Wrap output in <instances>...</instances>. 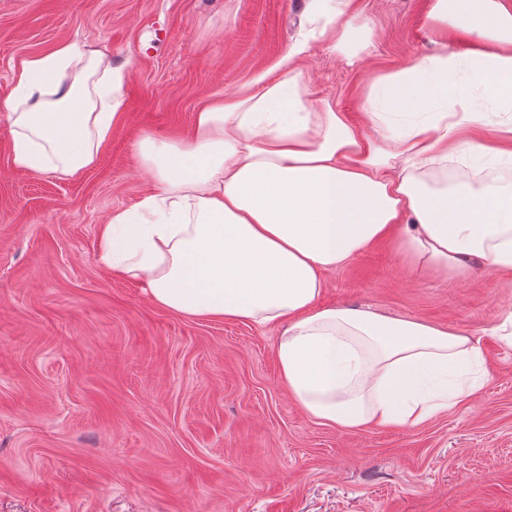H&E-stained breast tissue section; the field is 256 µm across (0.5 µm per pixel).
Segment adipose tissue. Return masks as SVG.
<instances>
[{
	"mask_svg": "<svg viewBox=\"0 0 512 512\" xmlns=\"http://www.w3.org/2000/svg\"><path fill=\"white\" fill-rule=\"evenodd\" d=\"M446 53L374 79V136L317 108L297 61L258 92L196 112L191 139L143 136L155 183L109 217L100 261L187 318L280 329V381L314 421L347 430L418 426L478 391V339L357 308H324L327 272L386 240L413 278L459 281L482 265L512 287V189L473 171L512 164V0H435ZM121 70L76 42L25 60L0 102L11 162L33 175L96 165L119 116ZM461 168L432 188L425 168Z\"/></svg>",
	"mask_w": 512,
	"mask_h": 512,
	"instance_id": "ef3b65f1",
	"label": "adipose tissue"
}]
</instances>
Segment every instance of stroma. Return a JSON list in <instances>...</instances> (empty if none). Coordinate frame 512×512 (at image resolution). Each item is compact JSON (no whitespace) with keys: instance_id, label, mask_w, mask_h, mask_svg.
<instances>
[{"instance_id":"1","label":"stroma","mask_w":512,"mask_h":512,"mask_svg":"<svg viewBox=\"0 0 512 512\" xmlns=\"http://www.w3.org/2000/svg\"><path fill=\"white\" fill-rule=\"evenodd\" d=\"M310 0H0V100L22 63L68 41L124 74L122 115L74 177L15 169L0 114V512H512V348L490 330L512 288L473 268L415 280L382 241L325 275L323 307H356L479 338L490 371L410 428L319 424L279 378V329L190 319L98 260L100 231L152 182L147 134L187 139L219 96L278 77ZM435 0H353L358 61L312 38L315 106L369 125L378 75L444 50Z\"/></svg>"}]
</instances>
